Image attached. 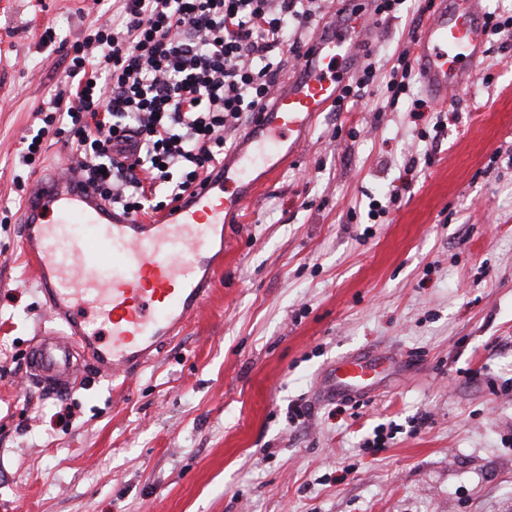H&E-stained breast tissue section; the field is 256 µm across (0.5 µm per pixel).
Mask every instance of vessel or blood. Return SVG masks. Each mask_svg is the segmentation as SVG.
Returning a JSON list of instances; mask_svg holds the SVG:
<instances>
[{
	"label": "vessel or blood",
	"instance_id": "b4317fda",
	"mask_svg": "<svg viewBox=\"0 0 512 512\" xmlns=\"http://www.w3.org/2000/svg\"><path fill=\"white\" fill-rule=\"evenodd\" d=\"M371 34L360 0H343L306 46L303 67L283 81L223 167L153 220L114 210L74 169L36 180L20 211V247L34 261L49 322L27 353L34 382L68 390L90 365L99 376L132 379L201 310L224 259L216 244L228 215L242 212L265 181L300 157ZM485 56L480 0H434L416 58L435 102L447 105L452 92L465 89ZM400 364L381 351L349 354L327 368L319 393L370 396Z\"/></svg>",
	"mask_w": 512,
	"mask_h": 512
}]
</instances>
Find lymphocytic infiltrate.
<instances>
[{
  "label": "lymphocytic infiltrate",
  "mask_w": 512,
  "mask_h": 512,
  "mask_svg": "<svg viewBox=\"0 0 512 512\" xmlns=\"http://www.w3.org/2000/svg\"><path fill=\"white\" fill-rule=\"evenodd\" d=\"M318 14L319 0H123L74 45L23 165L66 126L83 178L114 208L145 215L179 202L223 162L227 131L266 106L283 57L303 58L291 33Z\"/></svg>",
  "instance_id": "1"
}]
</instances>
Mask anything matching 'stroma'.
I'll return each instance as SVG.
<instances>
[{"mask_svg": "<svg viewBox=\"0 0 512 512\" xmlns=\"http://www.w3.org/2000/svg\"><path fill=\"white\" fill-rule=\"evenodd\" d=\"M122 0H0V505L9 512H512V43L445 109L389 107L425 0L377 23L379 75L224 227L216 291L123 394L26 378L45 321L15 218L22 137L62 53ZM383 213L369 218L370 202ZM403 364L320 397L341 355ZM386 443L363 447L374 427Z\"/></svg>", "mask_w": 512, "mask_h": 512, "instance_id": "obj_1", "label": "stroma"}]
</instances>
